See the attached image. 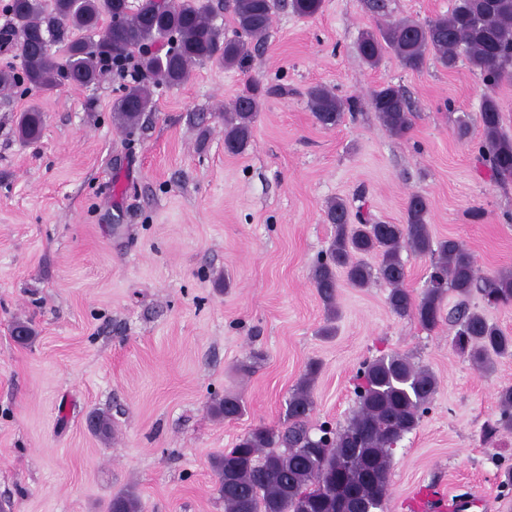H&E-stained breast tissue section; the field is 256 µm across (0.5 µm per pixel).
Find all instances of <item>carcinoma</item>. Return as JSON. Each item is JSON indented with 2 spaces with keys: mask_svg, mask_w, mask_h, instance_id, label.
<instances>
[{
  "mask_svg": "<svg viewBox=\"0 0 512 512\" xmlns=\"http://www.w3.org/2000/svg\"><path fill=\"white\" fill-rule=\"evenodd\" d=\"M322 6L323 0H291L301 17L315 16ZM274 8L275 0H232L236 35L228 38L216 24L210 0H137L135 5L132 0H11V19L0 27V51L20 59V67H0V92L89 86L107 68L122 69L138 50L139 68L150 82L127 84L112 109L113 121L130 136L153 107L152 88L179 85L194 65L206 61L246 69L252 47L267 38ZM104 15L110 24L101 31ZM48 44L58 51L47 50ZM358 51L371 67L391 53L404 69L419 71L431 54L445 68L465 62L478 72L485 87L479 154L495 183L512 182V136L503 130L496 94L500 86L512 83V0H454L449 13L423 22L394 19L363 32ZM261 96V88L249 83L224 113L227 152L247 149ZM308 97L316 123L325 129L337 127L357 109L354 99L323 86L310 88ZM370 105L391 135L402 137L413 127L415 115L402 89L387 85L375 90ZM42 126L43 113L31 107L18 118V136L34 140ZM428 213V198L419 192L408 197L401 224H370L361 213L352 224L344 200L327 203L325 218L336 233L311 272L328 314L322 334L335 331L337 273L342 270L356 288L385 283L394 314L413 318L430 331L444 323L453 326L455 351L487 373L494 359L512 356V336L470 307L468 299L476 293L489 307L512 306V270L480 272L460 241L433 239ZM404 250L431 258L418 300L404 287ZM368 254L376 255V265L362 259ZM450 292L458 303L447 309L444 299ZM318 372L317 364L307 366L286 400L282 426H258L211 460L224 512H336L340 495L349 512L382 508L393 447L429 411L437 380L428 368L398 352L366 361L355 376V414L343 427H319L317 437L310 416ZM244 410L242 397L233 393L210 405L212 415L224 421L238 419ZM93 419L95 433L111 438V416L97 413ZM503 433H512V386L497 392L496 413L485 422L482 438L491 444ZM140 510L132 490L114 495L108 505V512Z\"/></svg>",
  "mask_w": 512,
  "mask_h": 512,
  "instance_id": "obj_1",
  "label": "carcinoma"
}]
</instances>
